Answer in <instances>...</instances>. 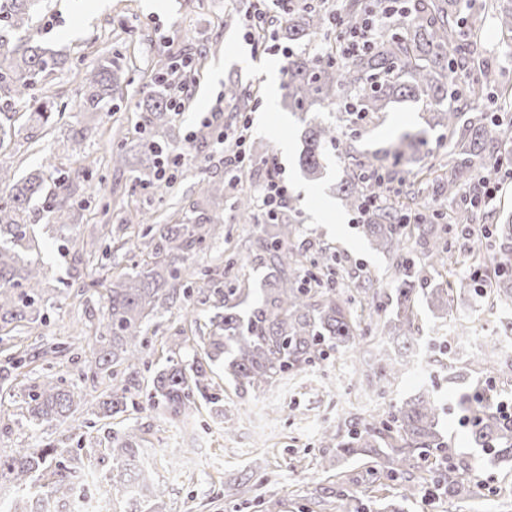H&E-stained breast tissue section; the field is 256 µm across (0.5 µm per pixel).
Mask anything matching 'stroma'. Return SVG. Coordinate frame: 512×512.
Here are the masks:
<instances>
[{
    "label": "stroma",
    "instance_id": "obj_1",
    "mask_svg": "<svg viewBox=\"0 0 512 512\" xmlns=\"http://www.w3.org/2000/svg\"><path fill=\"white\" fill-rule=\"evenodd\" d=\"M466 10L483 17L481 60L500 68L503 87H512V34L497 27L492 14L484 10V0H468ZM239 11V0H50L44 11L37 35L67 57L64 69L45 81L46 94L60 115L50 128L34 136L25 126L22 107L1 98L0 113H9L14 132L0 144V164L20 175L51 156L56 164L54 178L70 177L77 167L84 176L74 183L68 201L49 192L31 206L46 300L42 320L0 329V367L21 352L28 358L10 386L0 390V458L24 445L56 448L60 467L75 468L76 487L92 492L104 486L111 462L91 450L88 437L102 441L110 432L132 426L142 438V461L153 470L168 512H257L254 504L232 495L257 465L272 478L269 490L280 500V512H383L382 500L389 491L370 484L364 460L343 458L334 474L323 472L320 433L326 428L347 431L353 419L384 417L397 403L427 389L443 407L441 429L457 460L472 467L475 484L464 499L417 493L402 502V512H512V467L490 464L460 422L466 410L459 404L464 387L456 374L473 352L462 341V328L482 319L480 336L486 339L504 336L512 322V309L496 312L485 298L456 296L444 319L435 318L424 300H417L421 338L413 347L374 332L364 350L388 353L400 363L415 349L428 353L422 372L404 373L388 386L354 374L348 354L343 353L320 366L284 376L270 388L236 389L218 366L212 398H198L189 420L150 410L147 381L165 362L166 339L182 333L200 344L209 332L216 290L224 285L225 259H236L240 278L257 282L266 273L259 261L264 221L243 223L229 192L224 195L223 236L193 254L189 312L177 306L159 311L155 334L130 377L127 413L99 418L97 386L109 377L104 373L92 377L90 369L98 346L94 330L104 290H84L80 284L129 272L138 261L133 247L137 228L128 222L136 211L172 215L195 201L199 180H224L223 145L196 138L203 122L217 130L231 129L241 116H248L252 127L245 150L250 155L277 156L280 141L292 143L293 154L280 158L279 164L293 198L290 218L298 226L294 244L309 255L322 248L336 251L342 266L339 285L345 289L356 288L365 270L371 271L381 288L390 287L395 276L392 257L372 249L358 229L359 214L344 207L333 192L347 167L369 154L384 155L403 133L420 134L424 144L414 159L396 165L392 173L428 197L432 181L425 170L452 146L447 131L429 125V108L420 101H397L363 118L323 109L317 119L336 124L350 155L344 161L329 156L324 178L307 180L298 156L306 122L283 107L272 110L267 105L263 65L281 62V52L275 48L254 51L240 21L227 19ZM160 47L195 59L198 68L197 80L186 94L187 110L170 116L168 148L182 160L171 171L173 191L164 200L136 180L134 172L114 170L110 162L119 138L134 140L143 134L138 103L152 80ZM107 51L118 55L127 71L126 81L115 93L109 112L81 116V78ZM233 81L254 94L247 113L236 112L223 98L225 85ZM78 123L88 126L90 135L76 161L66 153L65 144L71 126ZM47 377L73 390L81 403L72 419L35 426L25 418L28 393ZM228 418L235 427L230 436L224 433Z\"/></svg>",
    "mask_w": 512,
    "mask_h": 512
}]
</instances>
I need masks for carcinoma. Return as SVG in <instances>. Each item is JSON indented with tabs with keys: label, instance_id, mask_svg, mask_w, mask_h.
<instances>
[{
	"label": "carcinoma",
	"instance_id": "carcinoma-1",
	"mask_svg": "<svg viewBox=\"0 0 512 512\" xmlns=\"http://www.w3.org/2000/svg\"><path fill=\"white\" fill-rule=\"evenodd\" d=\"M43 0H0V93L30 110L37 125L49 122L46 93L42 82L66 62L65 55L42 43L9 45L4 32H30L42 10ZM366 0H349L334 15L324 7H295L287 11L278 34L290 41H300L310 33L331 28L339 18L346 24L358 21L368 10ZM488 8L500 27L512 33V8L493 0ZM477 19L464 13L461 0H415L404 10L390 13L388 24L374 38L370 47L346 61L336 59L330 49L322 50L320 60L304 51L288 58V82L283 102L293 112L306 114L317 108L340 112H380L399 97L425 99L431 106L433 125L456 134L462 114L468 121L459 133L448 160L431 166L434 196L448 204V223H476L475 209L485 202L479 191L469 202L457 200L464 186L475 178L489 186L502 173L495 158L508 163L509 153H494L512 142V123L505 124L494 112H512V94L505 95L495 69L477 61ZM154 90L141 104L146 113V137L136 143L124 142L112 151V164L127 167L141 175L156 170V158L165 153L168 141L169 113L175 111L171 100L173 82L187 71L174 61L172 53L160 49L154 64ZM125 72L118 61L105 57L86 71L81 88V111L103 112L111 96L121 86ZM224 97L244 112L251 96L238 84L224 89ZM338 128L316 122L304 137L300 165L313 179L323 176V161L330 150L347 151ZM417 147L409 134L400 136L389 155L396 162L406 160ZM55 168L47 158L40 168L17 179L10 169L0 166V323L35 322L40 315L36 303L43 300L42 267L31 259L28 249L35 234L27 224L30 204L45 191L50 171ZM382 165L374 160L360 162L337 186L345 206L361 211L370 201L385 194L386 181L379 174ZM199 200L181 211L172 224L155 223V215H140L142 230L135 248L142 262L137 270L110 280L106 287L102 318L97 325L98 350L95 367L101 371L123 366L130 370L141 359L143 337L162 304L173 305L190 296V286L183 282V271L193 251L221 234L224 229V186L202 181ZM418 223H406L407 215L394 205L373 207L362 224L363 233L376 249L395 256L397 276L388 292L375 287L374 276L366 273L355 294L336 291L334 278L339 275L338 256L323 250L307 257L291 246L296 225L282 222L267 234L260 261L268 273L258 288L247 287L232 274L234 262L224 264L223 311L210 319L204 358L193 359L191 366L175 359L187 346L188 337L169 339L171 356L150 381L154 408L171 416H187L195 410L194 394L210 387L207 368L215 362L224 364V376L238 388L268 387L284 377L333 354L355 350L371 333L355 309L356 302L369 308V316L382 321V330L395 340L412 343L420 328L416 324L413 299L418 287L434 275L452 272L457 264L456 251L447 233L428 222L430 201L413 194ZM498 244L493 262H472L478 271L472 277H459L444 288L429 289L428 296L439 316L448 315L453 291H472L490 297L502 306L512 305V214L497 217L489 230ZM427 252L424 268L413 257L415 249ZM325 269L315 277L309 267ZM498 351L490 341L486 350L465 363V372L490 370L491 379L512 381V362L489 367V356ZM378 382L388 384L400 369L381 358L373 368ZM127 388L116 385L102 394L100 414L110 418L127 410ZM27 420L34 425L64 421L78 407L75 393L46 378L33 386ZM441 408L432 395L423 391L402 401L387 419L375 424L357 422L347 437L324 430L321 444L336 453L323 456L321 467L329 471L336 459L347 456L369 458L373 481L391 482L394 499L387 507L396 512L399 502L415 496L419 485L432 481L434 487L450 498H465L470 493L468 465L454 461V450L442 433ZM470 436L474 447L492 461L512 463V419L494 404L483 406L473 418ZM141 437L133 429L115 432L102 450L112 459L108 485L119 495L136 499L132 488L146 480L140 466ZM54 448H18L8 459L0 460V474L12 476L17 497L13 512H47L34 491L39 479L49 475L51 494L60 499L74 496L70 474L51 470ZM257 485L244 481L239 493L253 494L260 512H280V501L256 493Z\"/></svg>",
	"mask_w": 512,
	"mask_h": 512
}]
</instances>
